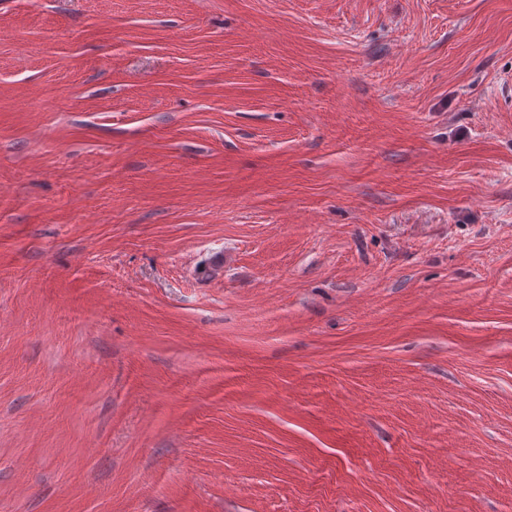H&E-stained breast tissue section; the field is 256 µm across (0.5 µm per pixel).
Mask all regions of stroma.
<instances>
[{
  "mask_svg": "<svg viewBox=\"0 0 512 512\" xmlns=\"http://www.w3.org/2000/svg\"><path fill=\"white\" fill-rule=\"evenodd\" d=\"M0 512H512V0H0Z\"/></svg>",
  "mask_w": 512,
  "mask_h": 512,
  "instance_id": "1",
  "label": "stroma"
}]
</instances>
